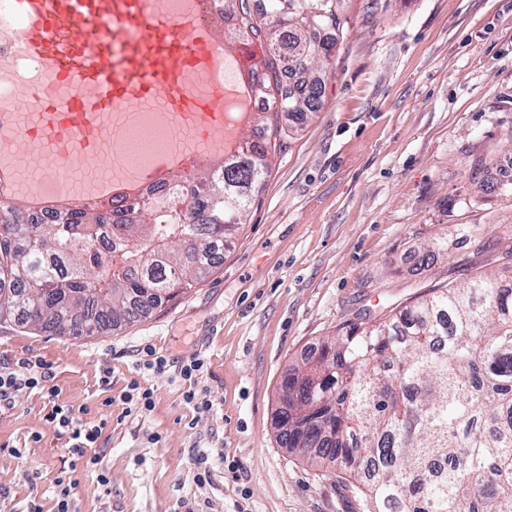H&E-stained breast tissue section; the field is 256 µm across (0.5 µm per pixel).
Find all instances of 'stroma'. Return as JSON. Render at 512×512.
<instances>
[{
	"label": "stroma",
	"instance_id": "35a3bbf8",
	"mask_svg": "<svg viewBox=\"0 0 512 512\" xmlns=\"http://www.w3.org/2000/svg\"><path fill=\"white\" fill-rule=\"evenodd\" d=\"M345 11L318 111L272 153L203 283L106 335L0 324V371L24 379L42 362L58 390L0 400V512H57L68 477L70 512H360L334 467L281 447V384L343 324L485 265L512 273V195L494 191L512 164V0H345ZM461 224L474 244L421 261ZM194 359L204 367L190 383L179 370ZM134 382L151 409L128 411ZM191 388L213 409L188 404ZM55 404L102 425L97 462L70 469Z\"/></svg>",
	"mask_w": 512,
	"mask_h": 512
}]
</instances>
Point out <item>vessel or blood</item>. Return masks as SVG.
<instances>
[{"mask_svg":"<svg viewBox=\"0 0 512 512\" xmlns=\"http://www.w3.org/2000/svg\"><path fill=\"white\" fill-rule=\"evenodd\" d=\"M7 13L21 28L0 73L20 58L38 78L25 87L30 111L0 113L1 200L34 151L61 167L93 168L106 156L123 167L147 118L223 151L239 91L224 68L245 55L224 50L201 9L175 0H7ZM199 163L183 147L160 150L129 184L141 189Z\"/></svg>","mask_w":512,"mask_h":512,"instance_id":"obj_1","label":"vessel or blood"}]
</instances>
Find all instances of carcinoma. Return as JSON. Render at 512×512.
I'll list each match as a JSON object with an SVG mask.
<instances>
[{"label": "carcinoma", "instance_id": "carcinoma-1", "mask_svg": "<svg viewBox=\"0 0 512 512\" xmlns=\"http://www.w3.org/2000/svg\"><path fill=\"white\" fill-rule=\"evenodd\" d=\"M344 0H214L260 61L257 121L192 180L135 206L0 202V322L99 336L214 271L269 172L284 129L318 110ZM280 442L339 463L363 512H512V279L436 285L350 324L282 382Z\"/></svg>", "mask_w": 512, "mask_h": 512}]
</instances>
